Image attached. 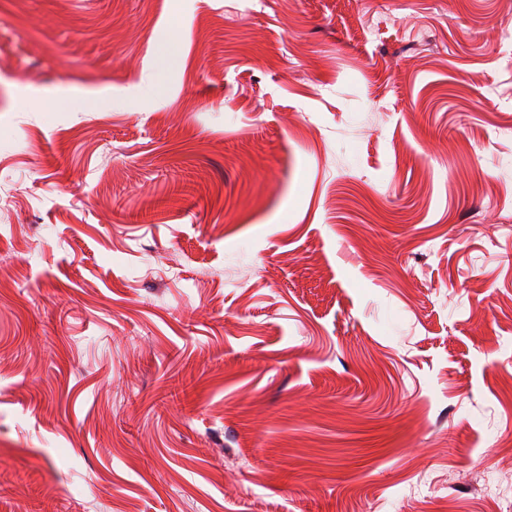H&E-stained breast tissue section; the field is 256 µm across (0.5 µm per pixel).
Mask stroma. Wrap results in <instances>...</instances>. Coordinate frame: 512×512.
I'll use <instances>...</instances> for the list:
<instances>
[{
	"mask_svg": "<svg viewBox=\"0 0 512 512\" xmlns=\"http://www.w3.org/2000/svg\"><path fill=\"white\" fill-rule=\"evenodd\" d=\"M508 31L512 0H0V512H489ZM68 93L98 103L33 104Z\"/></svg>",
	"mask_w": 512,
	"mask_h": 512,
	"instance_id": "1",
	"label": "stroma"
}]
</instances>
